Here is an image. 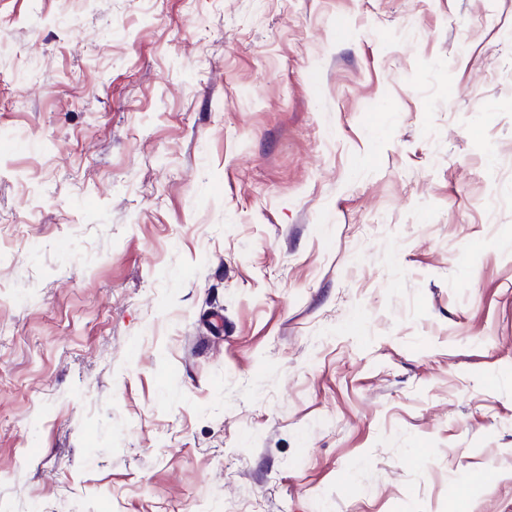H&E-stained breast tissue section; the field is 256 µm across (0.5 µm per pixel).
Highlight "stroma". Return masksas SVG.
Returning <instances> with one entry per match:
<instances>
[{"label": "stroma", "mask_w": 512, "mask_h": 512, "mask_svg": "<svg viewBox=\"0 0 512 512\" xmlns=\"http://www.w3.org/2000/svg\"><path fill=\"white\" fill-rule=\"evenodd\" d=\"M0 512H512V0H0Z\"/></svg>", "instance_id": "35a3bbf8"}]
</instances>
